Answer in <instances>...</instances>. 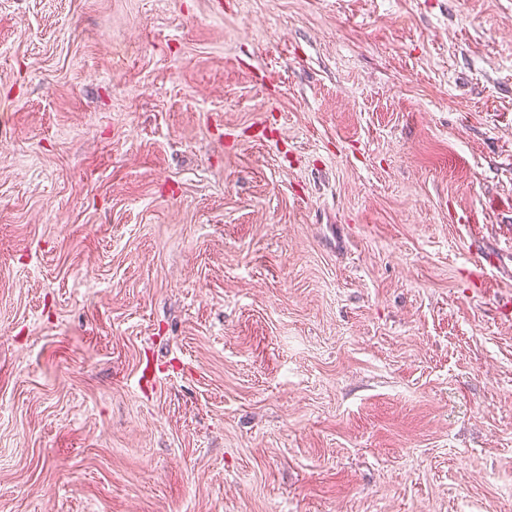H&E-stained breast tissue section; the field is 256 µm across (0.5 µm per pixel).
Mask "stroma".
<instances>
[{"label": "stroma", "instance_id": "1", "mask_svg": "<svg viewBox=\"0 0 512 512\" xmlns=\"http://www.w3.org/2000/svg\"><path fill=\"white\" fill-rule=\"evenodd\" d=\"M512 500V0H0V512Z\"/></svg>", "mask_w": 512, "mask_h": 512}]
</instances>
